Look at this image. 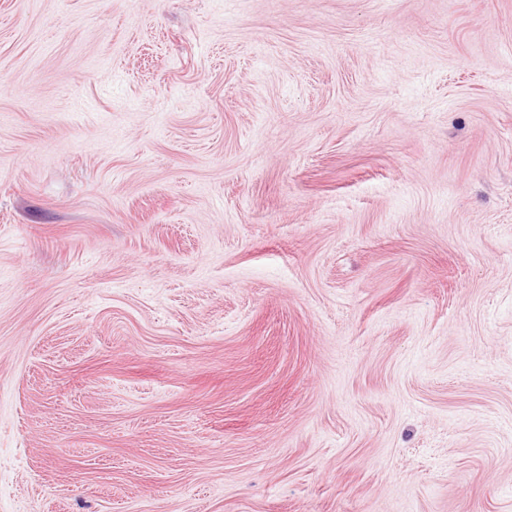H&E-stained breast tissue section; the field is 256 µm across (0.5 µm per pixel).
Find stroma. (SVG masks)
<instances>
[{"label": "stroma", "mask_w": 512, "mask_h": 512, "mask_svg": "<svg viewBox=\"0 0 512 512\" xmlns=\"http://www.w3.org/2000/svg\"><path fill=\"white\" fill-rule=\"evenodd\" d=\"M0 512H512V0H0Z\"/></svg>", "instance_id": "stroma-1"}]
</instances>
